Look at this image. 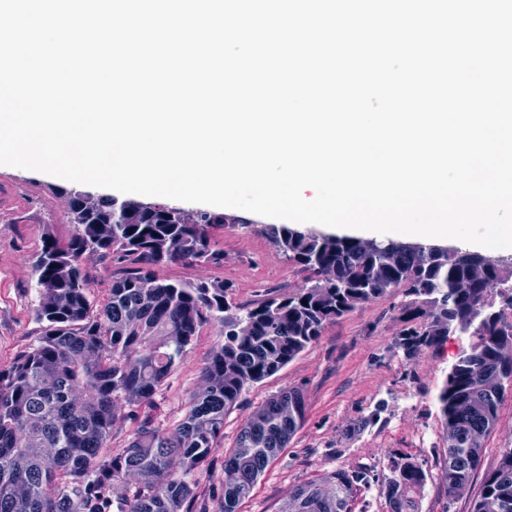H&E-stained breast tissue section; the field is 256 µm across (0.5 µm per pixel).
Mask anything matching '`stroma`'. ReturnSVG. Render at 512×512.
<instances>
[{
	"instance_id": "obj_1",
	"label": "stroma",
	"mask_w": 512,
	"mask_h": 512,
	"mask_svg": "<svg viewBox=\"0 0 512 512\" xmlns=\"http://www.w3.org/2000/svg\"><path fill=\"white\" fill-rule=\"evenodd\" d=\"M77 184L46 173L0 165V370L42 334L36 319L39 297L33 262L46 237L67 241L75 231L64 191ZM215 236L224 264L157 267L159 278L221 281L236 301L248 303L269 293H289L305 275L288 263L266 235L275 220L244 210L223 211ZM402 293L365 303L335 324L274 376L247 386L238 406L224 420V438L210 463L195 475L196 496L189 512H219L224 498V453L233 448L241 425L268 398L290 387L303 388V426L270 464L239 512H278L298 485L320 480L338 468H368L370 481L359 487L353 512H389L382 482L397 453L423 464L427 481L416 500L418 512H470L478 486L449 498L444 479V423L437 395L463 340L452 336L437 352L403 356L397 341L405 328L398 306ZM224 341L219 324L200 328L178 368L153 404L121 403V418L107 454L122 451L145 417L171 431L183 419L191 397L202 388V369Z\"/></svg>"
}]
</instances>
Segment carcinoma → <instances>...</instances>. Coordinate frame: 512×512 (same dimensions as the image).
<instances>
[{
    "label": "carcinoma",
    "mask_w": 512,
    "mask_h": 512,
    "mask_svg": "<svg viewBox=\"0 0 512 512\" xmlns=\"http://www.w3.org/2000/svg\"><path fill=\"white\" fill-rule=\"evenodd\" d=\"M78 231L67 242L43 241L34 268L42 334L12 366L0 371V512H183L195 497V473L224 437V419L246 386L279 372L325 328L388 292L408 301L399 346L408 356L438 349L449 336L468 337L438 394L447 443L448 498L467 491L479 472L484 441L512 392V272L489 259L478 266L427 246L390 256L362 249L354 237L325 238L283 225L270 229L274 245L307 272L308 285L249 305L222 282L161 279L155 267L224 264L214 230L224 216L190 214L166 204L70 194ZM123 265L107 301L95 306L83 256ZM469 282L464 293L456 290ZM497 281L503 292L491 295ZM150 282L151 288L143 287ZM224 328V343L202 370L206 384L168 432L142 422L116 456H104L118 419L117 401L153 403L203 325ZM488 371L501 374L497 391L481 386ZM288 406V415L280 413ZM307 410L302 388L266 400L240 428L224 468L237 480L224 485L220 512H238L258 479L301 428ZM334 494L307 482L280 512H352L353 494L369 482L363 470L327 474ZM427 473L406 456L392 457L384 494L390 512H417L416 493ZM472 512H512V448L483 474Z\"/></svg>",
    "instance_id": "cac0c4a2"
}]
</instances>
